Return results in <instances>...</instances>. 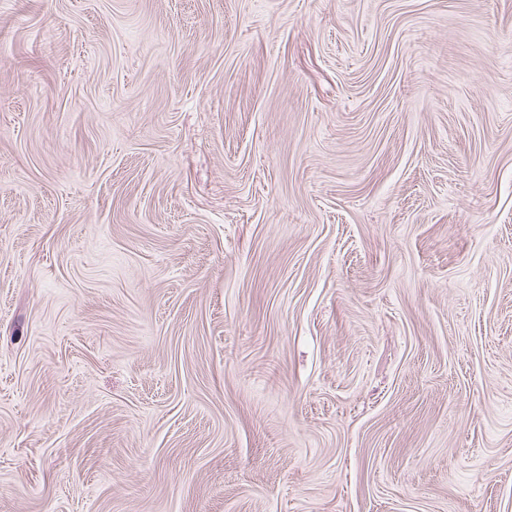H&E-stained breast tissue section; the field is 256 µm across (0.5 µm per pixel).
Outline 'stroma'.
Instances as JSON below:
<instances>
[{
    "label": "stroma",
    "mask_w": 512,
    "mask_h": 512,
    "mask_svg": "<svg viewBox=\"0 0 512 512\" xmlns=\"http://www.w3.org/2000/svg\"><path fill=\"white\" fill-rule=\"evenodd\" d=\"M0 512H512V0H0Z\"/></svg>",
    "instance_id": "1"
}]
</instances>
